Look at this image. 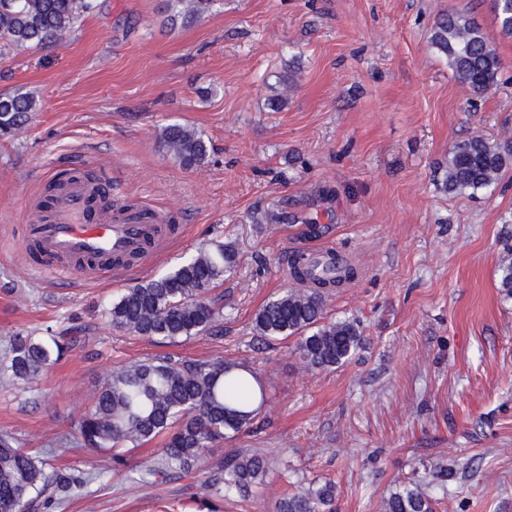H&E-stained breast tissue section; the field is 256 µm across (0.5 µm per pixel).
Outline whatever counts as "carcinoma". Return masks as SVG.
<instances>
[{
	"mask_svg": "<svg viewBox=\"0 0 512 512\" xmlns=\"http://www.w3.org/2000/svg\"><path fill=\"white\" fill-rule=\"evenodd\" d=\"M213 0H167L171 23H192L212 8ZM495 18L503 34L512 36V0H498ZM96 8L95 0H0V41L22 51L66 39L78 22ZM431 45L448 59L458 79L473 93L497 83L501 60L480 24L470 15L450 11L438 16ZM37 111L28 93L0 94V138L16 135ZM160 144L181 168L198 169L209 147L198 131L177 123L166 125ZM512 145L492 144L480 136L457 142L448 152L442 177L444 191L476 194L495 186ZM236 262L230 245L215 241L173 270L126 289L107 310L112 327L162 343H176L212 333L222 308L210 292ZM290 288L256 313L255 330L269 340L296 338V353L312 370L346 364L360 348L363 330L353 319L326 320L325 291L354 279L355 268L334 251L320 257L303 253L290 262ZM499 291L512 298V257L499 265ZM72 347L52 330L44 336L18 332L9 340L0 373L22 386L38 382ZM241 367L222 359L187 360L157 356L116 366L98 386L91 408L74 435L59 438L81 447L109 452V465L96 475L48 469L43 457L0 434V512H48L76 489L108 472L128 467L125 453L156 439L161 455L139 472L142 482L171 480L197 470L200 461L228 434L248 429L260 407L246 405L238 394L248 389ZM282 459L255 450H238L206 471L203 489L219 500L245 499L264 484ZM437 501L418 487L400 485L382 501L383 512H435ZM275 512H337L335 485L298 481L294 492L277 498Z\"/></svg>",
	"mask_w": 512,
	"mask_h": 512,
	"instance_id": "1",
	"label": "carcinoma"
}]
</instances>
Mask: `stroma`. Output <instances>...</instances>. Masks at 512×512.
<instances>
[{
  "mask_svg": "<svg viewBox=\"0 0 512 512\" xmlns=\"http://www.w3.org/2000/svg\"><path fill=\"white\" fill-rule=\"evenodd\" d=\"M66 42L0 45V93H31L29 125L0 140V356L18 332L68 331L75 346L30 389L0 374V432L49 466L84 473L100 454L60 447L112 368L159 354L241 363L266 403L246 431L203 460L239 449L285 456L261 494L218 512H274L293 473L336 486L337 512H380L401 483L437 512H512V298L498 289L512 252V166L495 188L440 187L452 145L512 142V36L492 0H216L171 27L164 0H100ZM474 17L497 49L496 85H463L430 44L439 13ZM293 81L278 82L284 70ZM286 104L271 111L268 100ZM201 132L207 164L179 167L158 137ZM91 170L114 205L151 207L175 231L135 279L56 280L30 273L23 228L37 223L46 180ZM211 240L235 265L213 290L215 335L157 344L112 328L105 311ZM357 278L325 297L329 319L360 321L364 341L331 371H310L294 340L262 341L254 318L293 283L297 251L328 247ZM449 466L446 488L433 471ZM198 473L158 484L123 472L89 484L60 512H163L202 498Z\"/></svg>",
  "mask_w": 512,
  "mask_h": 512,
  "instance_id": "obj_1",
  "label": "stroma"
}]
</instances>
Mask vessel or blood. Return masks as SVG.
Masks as SVG:
<instances>
[{
	"instance_id": "obj_1",
	"label": "vessel or blood",
	"mask_w": 512,
	"mask_h": 512,
	"mask_svg": "<svg viewBox=\"0 0 512 512\" xmlns=\"http://www.w3.org/2000/svg\"><path fill=\"white\" fill-rule=\"evenodd\" d=\"M96 190L83 178H73L58 194L49 221L28 225L26 262L31 268L67 275L137 274V266L120 264L119 259L157 249L164 229L156 212L150 208L123 213L95 210Z\"/></svg>"
}]
</instances>
